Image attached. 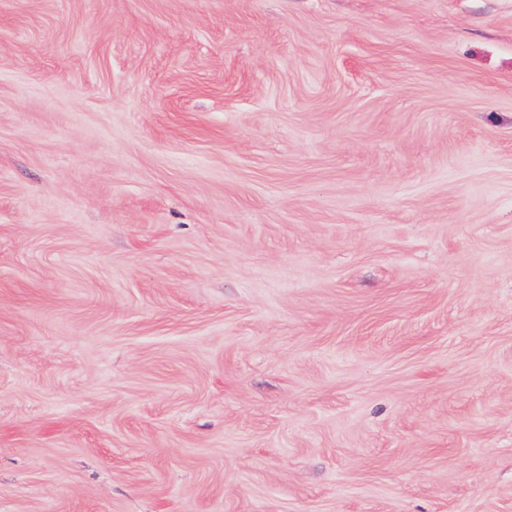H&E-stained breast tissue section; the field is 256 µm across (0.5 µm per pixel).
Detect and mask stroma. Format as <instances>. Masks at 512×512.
Instances as JSON below:
<instances>
[{
  "label": "stroma",
  "instance_id": "obj_1",
  "mask_svg": "<svg viewBox=\"0 0 512 512\" xmlns=\"http://www.w3.org/2000/svg\"><path fill=\"white\" fill-rule=\"evenodd\" d=\"M0 512H512V0H0Z\"/></svg>",
  "mask_w": 512,
  "mask_h": 512
}]
</instances>
